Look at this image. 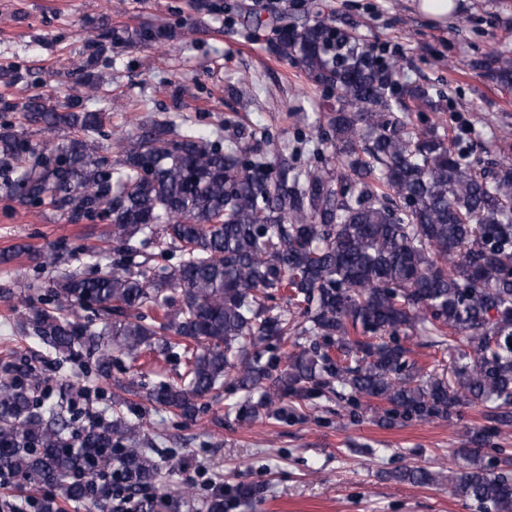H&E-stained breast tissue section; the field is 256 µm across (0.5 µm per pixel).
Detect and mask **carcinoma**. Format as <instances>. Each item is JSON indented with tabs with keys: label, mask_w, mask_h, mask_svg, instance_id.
I'll return each mask as SVG.
<instances>
[{
	"label": "carcinoma",
	"mask_w": 512,
	"mask_h": 512,
	"mask_svg": "<svg viewBox=\"0 0 512 512\" xmlns=\"http://www.w3.org/2000/svg\"><path fill=\"white\" fill-rule=\"evenodd\" d=\"M171 37L157 25L106 28L112 45L149 46ZM279 52L336 92L320 166L297 168L284 145L253 158L224 141V124L201 132L183 116L134 118L112 133L93 106L103 45L81 69L83 94L53 103L34 93L3 99L20 129L0 124V188L22 205L73 222L112 224V266L101 252L59 253L65 268L43 284L24 274L16 294L37 300L11 331L59 363L85 350L101 375L123 357L159 348L183 363L180 382L149 399L195 418L199 401L228 385L249 399L244 419L288 415L312 390L378 398L384 418H445L458 407L512 425V160L488 162L461 142L418 130L383 63L333 21L315 18L283 34ZM474 65L512 82V55L491 50ZM64 133L45 154L30 134ZM114 137L118 155H102ZM82 259L90 277L66 267ZM90 309L95 317L79 311ZM448 339V361L429 371L409 361L401 337ZM293 340L296 350L281 351ZM34 387L0 378V473L23 488L55 487L83 512H105L116 483L138 508L180 512L174 492L143 447L140 423L118 415L74 445L70 420L40 409ZM496 472L474 454L456 470L423 467L389 477L446 483L484 512H512V455ZM205 512H224L216 485Z\"/></svg>",
	"instance_id": "1"
}]
</instances>
